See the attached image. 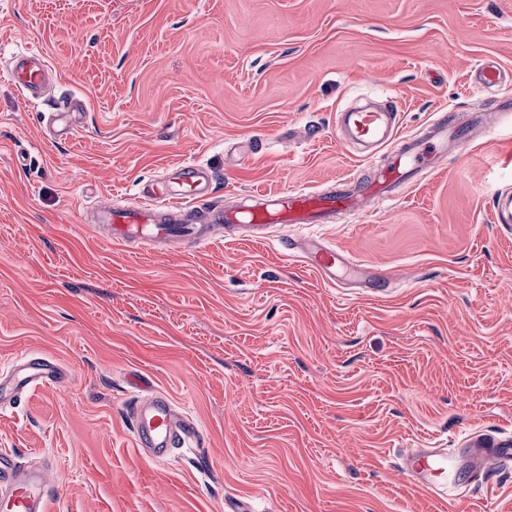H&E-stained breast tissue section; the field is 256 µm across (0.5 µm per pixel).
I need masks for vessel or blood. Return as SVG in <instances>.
Returning a JSON list of instances; mask_svg holds the SVG:
<instances>
[{
  "label": "vessel or blood",
  "mask_w": 512,
  "mask_h": 512,
  "mask_svg": "<svg viewBox=\"0 0 512 512\" xmlns=\"http://www.w3.org/2000/svg\"><path fill=\"white\" fill-rule=\"evenodd\" d=\"M10 80L31 103H39L50 92L51 68L42 53L14 54L8 63ZM398 109L365 105L341 113L336 136L362 146L367 152L385 150L383 164L365 179L344 177L327 191L292 188L279 192L257 189L233 206L215 205L200 210L213 181L212 170L193 162H179L171 175L144 183L140 203L118 208L106 202L94 206V223L107 229L102 241L125 245L131 242L156 246L185 239L202 246L232 236L239 230L261 231L273 224L305 228V235L286 242L291 254L300 255L320 278L335 283L338 268L348 258L310 229L328 224L342 214L359 213L374 203L389 202L419 175L436 172L447 161L449 151L470 145L473 130L493 132L497 115L470 114L467 120L455 112L436 113L424 134L397 133ZM68 379L56 362L36 355L15 362L0 381V405L7 398L37 386H59ZM131 384L138 394L131 417L135 447L150 460H166L180 448L197 445L196 422L169 396L147 390L139 379ZM464 460L465 469L455 467ZM512 467V441L476 437L467 447L410 448L403 456V471L419 488L439 499H457L470 487L490 481L500 469ZM52 485L48 470L20 466L0 454V512H48Z\"/></svg>",
  "instance_id": "1"
}]
</instances>
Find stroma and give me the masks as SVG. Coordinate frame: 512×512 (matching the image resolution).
<instances>
[{"instance_id":"stroma-1","label":"stroma","mask_w":512,"mask_h":512,"mask_svg":"<svg viewBox=\"0 0 512 512\" xmlns=\"http://www.w3.org/2000/svg\"><path fill=\"white\" fill-rule=\"evenodd\" d=\"M22 49L53 77L34 106L0 74V368L35 354L71 379L0 408V451L54 472L49 512H512V470L446 503L400 469L406 448L512 439V225L492 208L512 114L398 199L318 225L365 267L332 285L287 256L294 226L157 254L83 222L181 161L214 171L215 202L367 176L336 114L369 98L405 133L496 110L512 0H0V67ZM484 60L504 80L480 91ZM133 376L193 417L200 451L136 453Z\"/></svg>"}]
</instances>
